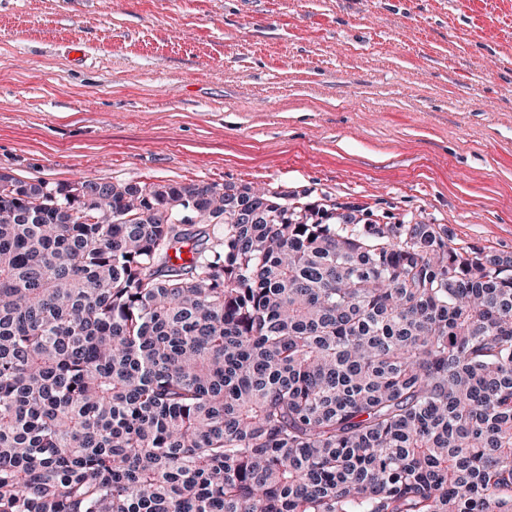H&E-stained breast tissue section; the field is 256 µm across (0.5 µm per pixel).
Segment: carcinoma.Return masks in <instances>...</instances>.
Masks as SVG:
<instances>
[{
    "instance_id": "1",
    "label": "carcinoma",
    "mask_w": 512,
    "mask_h": 512,
    "mask_svg": "<svg viewBox=\"0 0 512 512\" xmlns=\"http://www.w3.org/2000/svg\"><path fill=\"white\" fill-rule=\"evenodd\" d=\"M68 186L0 174V512H512V257L312 189Z\"/></svg>"
}]
</instances>
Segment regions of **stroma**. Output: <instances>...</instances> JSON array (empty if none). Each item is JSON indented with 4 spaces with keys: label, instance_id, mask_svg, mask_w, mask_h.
<instances>
[{
    "label": "stroma",
    "instance_id": "1",
    "mask_svg": "<svg viewBox=\"0 0 512 512\" xmlns=\"http://www.w3.org/2000/svg\"><path fill=\"white\" fill-rule=\"evenodd\" d=\"M0 172L323 189L512 255V0H0Z\"/></svg>",
    "mask_w": 512,
    "mask_h": 512
}]
</instances>
